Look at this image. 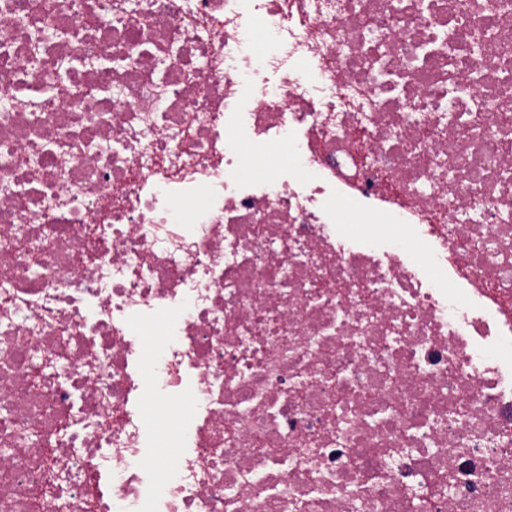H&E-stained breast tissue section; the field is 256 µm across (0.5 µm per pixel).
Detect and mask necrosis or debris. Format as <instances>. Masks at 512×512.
Here are the masks:
<instances>
[{
  "label": "necrosis or debris",
  "mask_w": 512,
  "mask_h": 512,
  "mask_svg": "<svg viewBox=\"0 0 512 512\" xmlns=\"http://www.w3.org/2000/svg\"><path fill=\"white\" fill-rule=\"evenodd\" d=\"M0 98V512H512V0H0Z\"/></svg>",
  "instance_id": "1"
}]
</instances>
